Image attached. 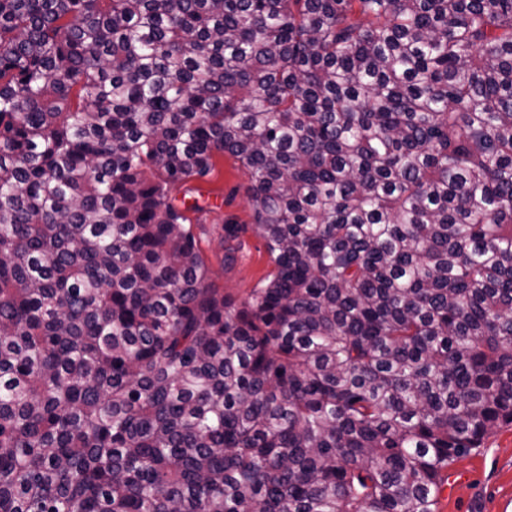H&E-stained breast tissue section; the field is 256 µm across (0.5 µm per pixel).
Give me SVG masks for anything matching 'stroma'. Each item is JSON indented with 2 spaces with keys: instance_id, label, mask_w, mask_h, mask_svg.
I'll list each match as a JSON object with an SVG mask.
<instances>
[{
  "instance_id": "obj_1",
  "label": "stroma",
  "mask_w": 512,
  "mask_h": 512,
  "mask_svg": "<svg viewBox=\"0 0 512 512\" xmlns=\"http://www.w3.org/2000/svg\"><path fill=\"white\" fill-rule=\"evenodd\" d=\"M248 183L247 169L220 154L210 177L171 192L176 206L192 211V230L211 279L240 301L263 285L273 269L254 229ZM437 512H512V425L449 467Z\"/></svg>"
}]
</instances>
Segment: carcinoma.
<instances>
[{
	"label": "carcinoma",
	"mask_w": 512,
	"mask_h": 512,
	"mask_svg": "<svg viewBox=\"0 0 512 512\" xmlns=\"http://www.w3.org/2000/svg\"><path fill=\"white\" fill-rule=\"evenodd\" d=\"M510 424L512 0H0V512H436ZM215 171L208 177L174 188L171 196L181 210L198 205L202 212L187 211L211 279L244 300L254 288L265 284L273 269L264 240L254 229L253 210L246 195L249 172L227 153L214 159ZM189 188V191H185ZM232 229L238 237L230 238ZM237 249L236 260L227 265V248Z\"/></svg>",
	"instance_id": "cac0c4a2"
}]
</instances>
